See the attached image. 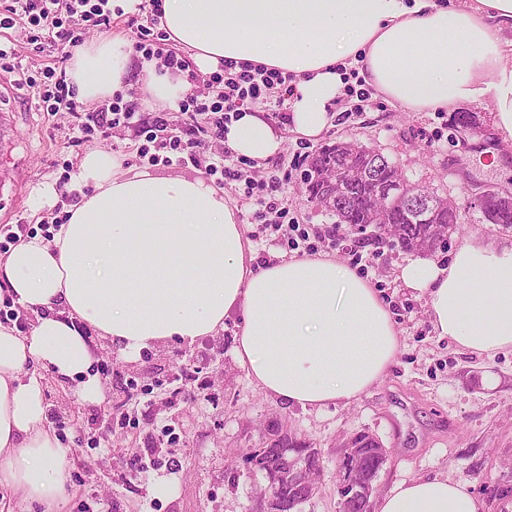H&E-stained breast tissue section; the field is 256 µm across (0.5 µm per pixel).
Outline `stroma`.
Instances as JSON below:
<instances>
[{
  "label": "stroma",
  "instance_id": "stroma-1",
  "mask_svg": "<svg viewBox=\"0 0 512 512\" xmlns=\"http://www.w3.org/2000/svg\"><path fill=\"white\" fill-rule=\"evenodd\" d=\"M0 42L13 44L19 56L17 69L0 71V99L10 102L9 111L0 112V230L51 229L72 197L64 194L33 210L31 202L43 188L70 183L79 158L91 148L142 169L138 142L129 131L72 142L74 114L37 111L24 81L54 62L56 47L31 51L18 28L0 31ZM356 81L353 72L344 74L331 122L316 139L293 133L279 108H262L281 146L254 161L253 171L263 180L284 177L280 197L291 217L335 227L341 243L332 256L348 266L357 259L366 266L400 337L386 375L351 404L305 411L262 392L235 361L237 319L194 345L170 342L132 361L95 338L94 369L103 376L100 402L83 401L74 383L34 369L69 463L66 491L54 512H251L267 482L249 470L246 454L267 445L275 426L322 454L316 491L302 512H339L336 461L358 433L375 437L387 450L374 499L396 483L440 476L469 482L485 512H512V352L480 356L436 336L426 296L398 279L411 252L336 225L330 213L308 202L294 167L299 154L321 146L362 144L385 155L410 184L461 202L490 187L512 192V149L495 138L487 102L465 105L473 121L465 132L444 109L414 112L374 92L359 102L348 93ZM225 194L255 239L258 263L287 256L277 242L258 240L259 229L250 222L252 200L231 188ZM182 371L207 378L209 390L180 389L174 377ZM149 462L154 470L136 472V465Z\"/></svg>",
  "mask_w": 512,
  "mask_h": 512
}]
</instances>
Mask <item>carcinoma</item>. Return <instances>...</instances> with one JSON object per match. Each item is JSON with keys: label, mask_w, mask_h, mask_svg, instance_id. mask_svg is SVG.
I'll return each mask as SVG.
<instances>
[{"label": "carcinoma", "mask_w": 512, "mask_h": 512, "mask_svg": "<svg viewBox=\"0 0 512 512\" xmlns=\"http://www.w3.org/2000/svg\"><path fill=\"white\" fill-rule=\"evenodd\" d=\"M350 153L348 147L339 144L318 151L311 157L307 169L302 174V183L308 195L320 201L325 208H330L324 188L320 181L313 179L316 172L339 164L341 159ZM483 220L490 224H512V200L493 206V210L482 213ZM462 215L460 211L448 206V199L438 198L437 206L428 222L419 221L401 205H394L384 213L375 210H360L351 216L352 224L361 227L384 225L386 229L378 234L381 240H389L400 244L407 250H435L448 247L440 237L452 235L460 229ZM293 448V440L278 441L264 448H253L247 456V462L260 472L267 471L273 462L278 448Z\"/></svg>", "instance_id": "cac0c4a2"}]
</instances>
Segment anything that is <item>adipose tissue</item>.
I'll use <instances>...</instances> for the list:
<instances>
[{
    "label": "adipose tissue",
    "mask_w": 512,
    "mask_h": 512,
    "mask_svg": "<svg viewBox=\"0 0 512 512\" xmlns=\"http://www.w3.org/2000/svg\"><path fill=\"white\" fill-rule=\"evenodd\" d=\"M160 30L193 64L277 68L297 79L290 120L313 139L343 83L363 61L367 84L415 111L490 97L494 129L512 142V0H162ZM68 79L96 102L139 81L176 104L187 75L136 63L127 42L78 48ZM226 145L264 159L279 138L254 112L229 125ZM79 198L53 242L32 237L0 259V281L25 308H43L30 335L0 324V486L54 505L68 480L67 453L47 424L31 364L76 382L87 402L103 390L83 328L125 357L169 341L191 345L238 317L233 356L266 394L302 409L348 404L381 381L399 348L391 315L371 283L328 255L256 266L251 241L223 191L205 179L124 169L99 148L80 159ZM425 294L437 336L474 354L512 351V245L463 238L446 266L411 261L399 275ZM468 482L443 477L395 485L378 512H483Z\"/></svg>",
    "instance_id": "obj_1"
}]
</instances>
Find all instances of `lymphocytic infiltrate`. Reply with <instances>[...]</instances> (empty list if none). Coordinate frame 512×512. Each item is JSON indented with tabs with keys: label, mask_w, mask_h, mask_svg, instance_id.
Instances as JSON below:
<instances>
[{
	"label": "lymphocytic infiltrate",
	"mask_w": 512,
	"mask_h": 512,
	"mask_svg": "<svg viewBox=\"0 0 512 512\" xmlns=\"http://www.w3.org/2000/svg\"><path fill=\"white\" fill-rule=\"evenodd\" d=\"M160 2L139 0L137 9L147 13L149 22L137 25L133 51L137 58L161 61L171 71L186 70L187 61L167 48L166 34L158 29L162 15ZM15 27L23 29L29 43L36 48H43L48 42L57 43L62 59L67 60L73 48L81 43L78 30L111 29L112 0H9L8 5L0 6V29ZM25 83L35 91L37 111L51 116L75 113L78 119L75 130L80 136L96 134L107 138L120 128L132 130L140 142L141 158L154 166L182 160L186 155L196 157L206 153L211 141L223 138L228 124L241 112L268 104L273 97L282 103L293 95L289 74L262 65L237 66L229 62L220 71L206 76L205 84L213 90L211 96L203 98L191 92L178 102V110L185 120L173 123L161 116L151 121L142 119L136 102L125 100L120 93L104 107L92 111L80 108L74 87L52 68L42 71L40 77H26ZM206 112L213 116L211 125L192 124V117ZM206 173L216 177L218 184L235 185L245 197L254 199L253 223L279 232L289 250L310 255L318 252L319 246L311 242L308 229L290 221L288 209L278 197L282 178L258 180L243 168L224 165L220 160L210 163Z\"/></svg>",
	"instance_id": "obj_1"
}]
</instances>
